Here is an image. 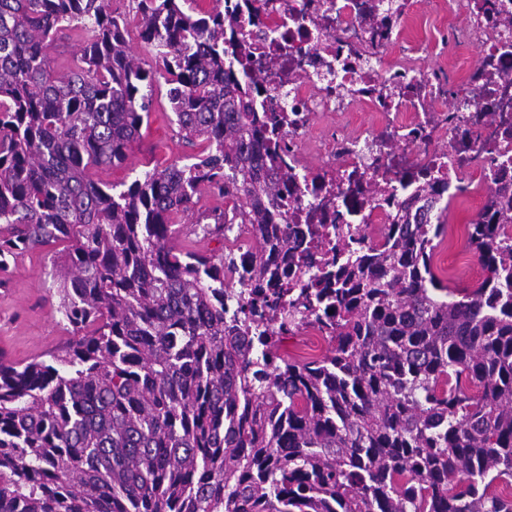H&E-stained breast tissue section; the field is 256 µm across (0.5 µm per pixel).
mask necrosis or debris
<instances>
[{"mask_svg": "<svg viewBox=\"0 0 512 512\" xmlns=\"http://www.w3.org/2000/svg\"><path fill=\"white\" fill-rule=\"evenodd\" d=\"M229 37L252 58L264 91L256 109L272 122L292 180L268 232L285 224L345 228L358 238L422 204L479 202L512 215V0H454L457 18L437 40L407 39L408 0H235ZM475 44L466 74L434 56ZM368 108L373 125L352 124Z\"/></svg>", "mask_w": 512, "mask_h": 512, "instance_id": "necrosis-or-debris-1", "label": "necrosis or debris"}]
</instances>
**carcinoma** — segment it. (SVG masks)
<instances>
[{"mask_svg": "<svg viewBox=\"0 0 512 512\" xmlns=\"http://www.w3.org/2000/svg\"><path fill=\"white\" fill-rule=\"evenodd\" d=\"M197 0H135L143 49L166 73L182 138L207 153L114 192L90 176L127 159L154 72L112 0H0V272L59 242L58 311L73 338L50 359L0 352V512H512V235L469 224L483 271L450 288L433 267L448 206L336 245L322 274L267 214L258 78L226 43L233 20ZM80 36L63 74L50 54ZM205 185L233 200L206 235L253 242L252 309L314 314L327 353L297 361L272 334L224 323L228 249L173 244Z\"/></svg>", "mask_w": 512, "mask_h": 512, "instance_id": "cac0c4a2", "label": "carcinoma"}]
</instances>
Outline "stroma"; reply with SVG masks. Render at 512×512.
I'll list each match as a JSON object with an SVG mask.
<instances>
[{"label": "stroma", "mask_w": 512, "mask_h": 512, "mask_svg": "<svg viewBox=\"0 0 512 512\" xmlns=\"http://www.w3.org/2000/svg\"><path fill=\"white\" fill-rule=\"evenodd\" d=\"M451 18L447 7H435L432 0H413L404 31L412 39H430ZM165 93V78L156 74L153 109L131 145L126 162L98 171V179L112 185L128 184L155 168L192 163L203 150V143L192 145L181 138ZM227 205V200L213 190L202 189L194 210L180 216L175 224V243L203 253L217 250L218 238L203 235L200 227L212 223L215 213ZM473 216L470 207L458 202L449 205L447 234L435 251L434 264L452 288L473 286L483 277L467 242L468 221ZM5 277L7 283L0 288V351L24 361L63 345L72 329L56 309L52 265L45 252L35 250L18 257Z\"/></svg>", "instance_id": "stroma-1"}]
</instances>
